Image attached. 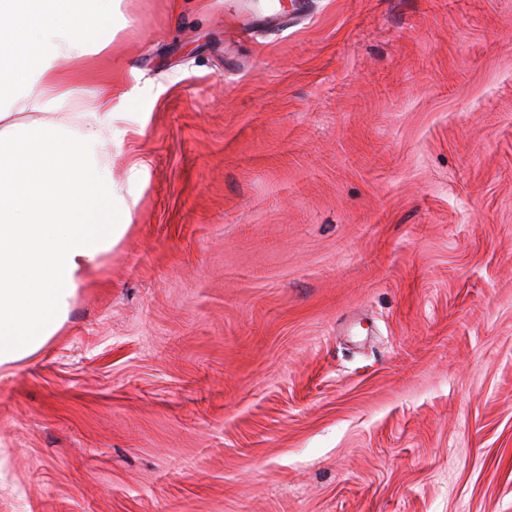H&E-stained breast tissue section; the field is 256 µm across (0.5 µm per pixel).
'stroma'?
I'll return each instance as SVG.
<instances>
[{
  "instance_id": "35a3bbf8",
  "label": "stroma",
  "mask_w": 512,
  "mask_h": 512,
  "mask_svg": "<svg viewBox=\"0 0 512 512\" xmlns=\"http://www.w3.org/2000/svg\"><path fill=\"white\" fill-rule=\"evenodd\" d=\"M120 10L132 223L0 375V512H512V0Z\"/></svg>"
}]
</instances>
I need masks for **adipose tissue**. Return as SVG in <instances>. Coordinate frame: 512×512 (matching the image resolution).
<instances>
[{"mask_svg":"<svg viewBox=\"0 0 512 512\" xmlns=\"http://www.w3.org/2000/svg\"><path fill=\"white\" fill-rule=\"evenodd\" d=\"M119 0H0V373L63 328L71 300L127 230L100 147L112 96L61 117L107 50ZM75 63L66 74L59 60ZM43 118L29 122L25 113Z\"/></svg>","mask_w":512,"mask_h":512,"instance_id":"adipose-tissue-1","label":"adipose tissue"}]
</instances>
